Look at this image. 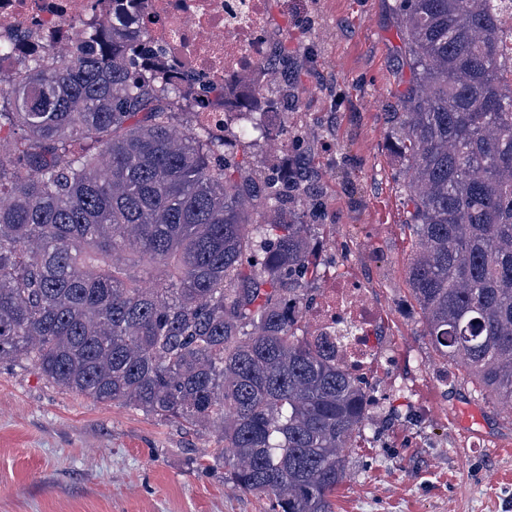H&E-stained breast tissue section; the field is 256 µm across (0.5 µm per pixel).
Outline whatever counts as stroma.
Instances as JSON below:
<instances>
[{
    "label": "stroma",
    "mask_w": 512,
    "mask_h": 512,
    "mask_svg": "<svg viewBox=\"0 0 512 512\" xmlns=\"http://www.w3.org/2000/svg\"><path fill=\"white\" fill-rule=\"evenodd\" d=\"M391 0H271L287 79L265 88L301 151L253 141L251 163L306 166L323 204L325 266L366 278L389 336L367 377L372 404L334 512H512V412L463 367L443 366L404 276L412 237L404 164L387 138L402 44ZM211 433L64 390L0 363V512H268L234 487Z\"/></svg>",
    "instance_id": "obj_1"
}]
</instances>
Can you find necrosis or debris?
<instances>
[{"mask_svg": "<svg viewBox=\"0 0 512 512\" xmlns=\"http://www.w3.org/2000/svg\"><path fill=\"white\" fill-rule=\"evenodd\" d=\"M270 0H142L140 20L160 54L155 62L173 82L193 72L214 88L216 100L199 120L214 138L225 116L239 112L238 92L260 91L272 70L280 35ZM112 20V0H0V36H24L23 52L52 65L61 50H75L84 33ZM369 283L348 277L323 289L303 324L309 338L337 361L367 373L387 332Z\"/></svg>", "mask_w": 512, "mask_h": 512, "instance_id": "obj_1", "label": "necrosis or debris"}]
</instances>
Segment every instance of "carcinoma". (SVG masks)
<instances>
[{"instance_id":"cac0c4a2","label":"carcinoma","mask_w":512,"mask_h":512,"mask_svg":"<svg viewBox=\"0 0 512 512\" xmlns=\"http://www.w3.org/2000/svg\"><path fill=\"white\" fill-rule=\"evenodd\" d=\"M135 0L51 67L0 74V362L208 429L269 512H333L368 425L357 375L300 333L321 276L293 171L176 111ZM512 0H394L410 71L388 137L407 283L444 362L512 409ZM186 116L179 132L175 122Z\"/></svg>"}]
</instances>
